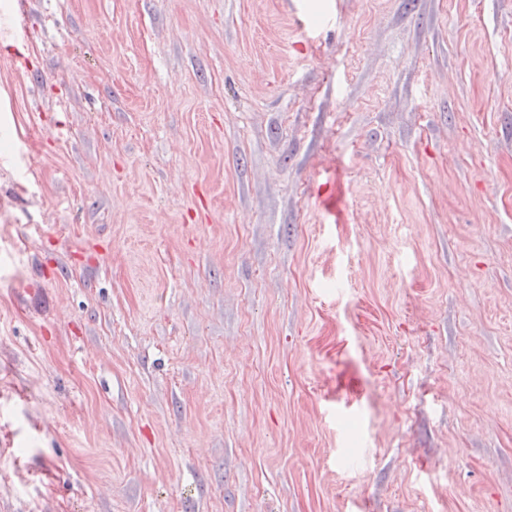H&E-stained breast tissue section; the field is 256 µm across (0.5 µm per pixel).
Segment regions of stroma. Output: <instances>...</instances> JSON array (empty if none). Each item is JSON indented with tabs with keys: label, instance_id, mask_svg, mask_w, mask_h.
Wrapping results in <instances>:
<instances>
[{
	"label": "stroma",
	"instance_id": "1",
	"mask_svg": "<svg viewBox=\"0 0 512 512\" xmlns=\"http://www.w3.org/2000/svg\"><path fill=\"white\" fill-rule=\"evenodd\" d=\"M0 0V507L512 512V0Z\"/></svg>",
	"mask_w": 512,
	"mask_h": 512
}]
</instances>
